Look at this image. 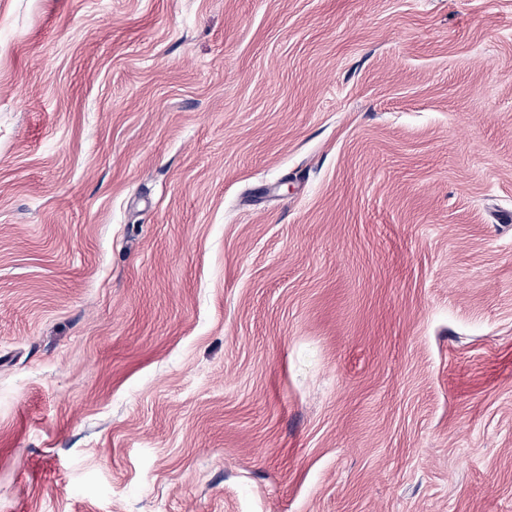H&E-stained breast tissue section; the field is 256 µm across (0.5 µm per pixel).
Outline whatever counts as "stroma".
I'll return each mask as SVG.
<instances>
[{
	"instance_id": "stroma-1",
	"label": "stroma",
	"mask_w": 512,
	"mask_h": 512,
	"mask_svg": "<svg viewBox=\"0 0 512 512\" xmlns=\"http://www.w3.org/2000/svg\"><path fill=\"white\" fill-rule=\"evenodd\" d=\"M512 0H0V512H512Z\"/></svg>"
}]
</instances>
